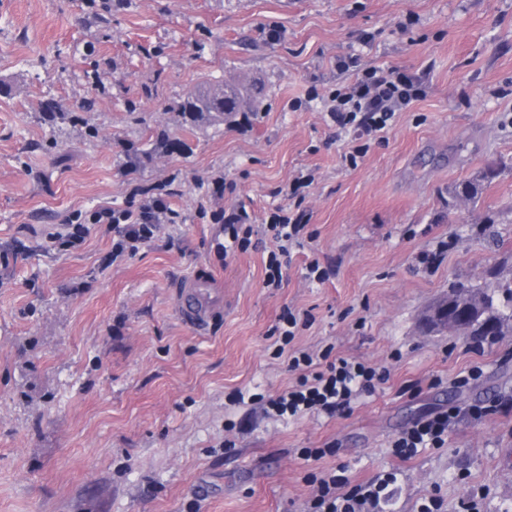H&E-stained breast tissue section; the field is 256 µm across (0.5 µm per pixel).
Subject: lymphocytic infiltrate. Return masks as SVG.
<instances>
[{
    "label": "lymphocytic infiltrate",
    "mask_w": 512,
    "mask_h": 512,
    "mask_svg": "<svg viewBox=\"0 0 512 512\" xmlns=\"http://www.w3.org/2000/svg\"><path fill=\"white\" fill-rule=\"evenodd\" d=\"M423 94L419 80L397 67L362 71L352 83L330 90L328 117L340 129L357 132L359 138L344 154L345 163L357 167L370 146L381 141L396 113L404 111ZM170 212L164 198L147 196L133 209H100L93 213L91 221L111 225L112 257L118 260L135 255L154 237L159 224L168 220ZM245 218L241 211L225 214V257L246 250L254 232H262L276 244V251L266 265L265 284L270 288L280 287L284 259L290 258L293 250L303 249L312 238L302 213L275 208L258 229L247 224ZM288 366L299 373L295 385L267 401L269 409L280 417L299 418L315 411L331 416L344 413L359 394L374 390L386 378L379 367L334 357L327 351L316 357L305 352L291 355ZM456 414V409L451 408L416 420L393 440V456L407 461L419 449L442 447ZM316 483L313 512H377L385 497L386 486L380 482L358 483L347 488L329 474L317 478Z\"/></svg>",
    "instance_id": "lymphocytic-infiltrate-1"
}]
</instances>
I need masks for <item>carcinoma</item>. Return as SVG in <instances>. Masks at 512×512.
<instances>
[{
    "instance_id": "carcinoma-1",
    "label": "carcinoma",
    "mask_w": 512,
    "mask_h": 512,
    "mask_svg": "<svg viewBox=\"0 0 512 512\" xmlns=\"http://www.w3.org/2000/svg\"><path fill=\"white\" fill-rule=\"evenodd\" d=\"M263 86L255 80L224 79L204 81L199 87L189 91L180 105L185 121L198 122L209 119L222 122L228 127L237 126L240 120L258 111L262 102ZM499 170L490 169L479 180L463 182L453 191L455 197L469 201L478 200L483 193V185L492 183ZM471 299L488 304L491 318L473 315L467 308L454 306L451 316L469 329L471 343L478 346L504 334L508 322L512 321V278L499 279L491 290L473 287Z\"/></svg>"
}]
</instances>
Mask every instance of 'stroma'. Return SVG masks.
Wrapping results in <instances>:
<instances>
[{
    "label": "stroma",
    "instance_id": "stroma-1",
    "mask_svg": "<svg viewBox=\"0 0 512 512\" xmlns=\"http://www.w3.org/2000/svg\"><path fill=\"white\" fill-rule=\"evenodd\" d=\"M350 56L425 87L354 169L326 117ZM230 77L265 87L249 123L175 112ZM161 132L172 148L153 149ZM494 164L479 202L452 197ZM302 171L312 240L269 288L273 242L224 259L218 214L259 223ZM218 178L233 190L209 199ZM136 184L167 191L175 217L116 262L89 217L126 208ZM77 216L84 243L59 246ZM446 238L440 264H419ZM4 254L0 512H310L314 477L338 470L354 484L395 475L384 512H421L434 493L461 512L473 491L480 512H512V416L468 412L512 396V331L476 348L419 330L449 284L512 266V0H0ZM313 259L327 280L306 279ZM197 271L221 290L204 334L175 311L176 283ZM287 310L310 320L286 345L273 330ZM328 349L387 380L341 416H273L266 396L298 377L290 354ZM240 390L256 401L234 402ZM448 407L444 447L392 456L403 429Z\"/></svg>",
    "mask_w": 512,
    "mask_h": 512
}]
</instances>
